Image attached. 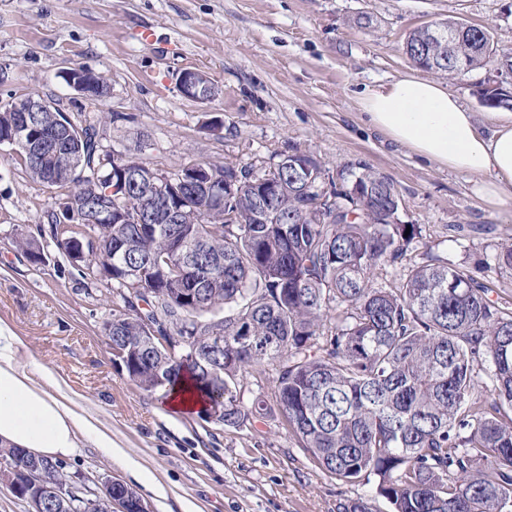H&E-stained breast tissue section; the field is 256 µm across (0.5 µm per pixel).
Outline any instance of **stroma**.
I'll return each instance as SVG.
<instances>
[{"label": "stroma", "mask_w": 512, "mask_h": 512, "mask_svg": "<svg viewBox=\"0 0 512 512\" xmlns=\"http://www.w3.org/2000/svg\"><path fill=\"white\" fill-rule=\"evenodd\" d=\"M361 15L369 28L356 25ZM448 17L486 27L497 49L512 52V0H0V101L34 96L72 116L101 117L107 143L139 149L165 173L195 163L261 173L294 149L314 155L333 180L344 166L368 165L394 184L401 223L421 227L410 260L486 267L491 299L512 308V270L489 264L512 243V200L487 205L473 176L390 141L360 105L366 90L414 72L408 34ZM74 67L104 76L108 94H77L62 77ZM185 69L204 71L221 96L184 97L177 76ZM493 75L482 68L445 81L484 125L502 119L477 95ZM60 196L0 146V324L21 340L33 381L56 378L122 450L107 459L82 442L66 460L70 475L95 491L119 477L152 512H337L358 497L371 512H391L374 484L341 483L299 447L274 398L275 365L248 375V418L237 428L169 411L162 392L137 387L103 333L117 300L111 287L86 279L55 247L38 267L16 244L47 231ZM135 464L165 499L137 484Z\"/></svg>", "instance_id": "stroma-1"}]
</instances>
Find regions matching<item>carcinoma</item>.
Wrapping results in <instances>:
<instances>
[{
	"label": "carcinoma",
	"mask_w": 512,
	"mask_h": 512,
	"mask_svg": "<svg viewBox=\"0 0 512 512\" xmlns=\"http://www.w3.org/2000/svg\"><path fill=\"white\" fill-rule=\"evenodd\" d=\"M435 26L456 35L449 49L417 28L405 43L413 64L458 76L500 68L490 33L448 18ZM67 158L54 174L13 149L29 176L75 197L86 183L112 190V224H84L48 212L51 242L69 254L84 240L81 270L112 281L123 306L105 323L117 345L135 348L126 373L140 389L156 390L157 372L174 387L189 377L201 398L224 389V421L247 419L244 379L277 364V405L290 433L322 469L346 484L376 477V493L392 512H512V308L489 298L475 273L430 260L409 267L393 285L376 270L407 255L420 228L399 222L400 198L379 172L363 166L309 191L291 168L256 176L246 166L209 165L224 177L223 218L204 191L184 186L179 222L166 203L122 183L129 149L104 143L101 119L80 121ZM277 186L280 219L252 218L262 180ZM145 205V224L121 214ZM142 269L129 286L122 268ZM161 336L201 342L215 330L224 350L205 366L166 364L140 346L145 327ZM66 512H112L85 484Z\"/></svg>",
	"instance_id": "carcinoma-1"
}]
</instances>
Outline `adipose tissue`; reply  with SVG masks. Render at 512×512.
I'll return each instance as SVG.
<instances>
[{
    "instance_id": "adipose-tissue-1",
    "label": "adipose tissue",
    "mask_w": 512,
    "mask_h": 512,
    "mask_svg": "<svg viewBox=\"0 0 512 512\" xmlns=\"http://www.w3.org/2000/svg\"><path fill=\"white\" fill-rule=\"evenodd\" d=\"M369 124L415 155L449 171L475 176V192L503 203L512 190V121L484 128L443 83L408 75L365 92ZM21 342L0 325V442L58 459L78 450V435L92 437L104 457L112 439L85 413L31 385L19 363Z\"/></svg>"
}]
</instances>
